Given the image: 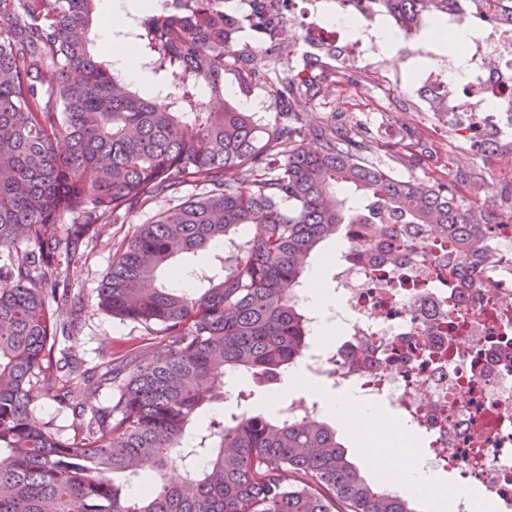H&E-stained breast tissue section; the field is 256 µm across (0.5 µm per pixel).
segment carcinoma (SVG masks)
<instances>
[{"instance_id":"carcinoma-1","label":"carcinoma","mask_w":512,"mask_h":512,"mask_svg":"<svg viewBox=\"0 0 512 512\" xmlns=\"http://www.w3.org/2000/svg\"><path fill=\"white\" fill-rule=\"evenodd\" d=\"M176 2L142 13L129 36L173 88L159 97L91 53L96 0H0V512H416L317 417H215L192 447L185 431L224 396L225 370L276 383L297 363L309 329L291 290L325 243L355 225L392 242L436 230L477 261L493 216L364 163V145L333 131L308 129L322 145L305 149L299 113L329 95L315 76H274L270 130L233 105L209 110L201 91L224 94L236 41L219 0ZM384 2L406 26L420 15L422 0ZM193 184L201 192L113 244L97 290L100 310L149 337L97 370L58 374V336L75 329L60 320L71 299L59 258ZM182 255L209 264L189 271L194 287L168 288L160 273ZM103 389L112 403L97 406ZM41 395L71 410L73 434L35 415ZM173 462L184 476L137 497L114 480Z\"/></svg>"}]
</instances>
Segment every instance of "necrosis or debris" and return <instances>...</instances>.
I'll return each instance as SVG.
<instances>
[{
  "label": "necrosis or debris",
  "instance_id": "1",
  "mask_svg": "<svg viewBox=\"0 0 512 512\" xmlns=\"http://www.w3.org/2000/svg\"><path fill=\"white\" fill-rule=\"evenodd\" d=\"M246 12L273 19L266 34L289 56H324L340 72L362 63L383 81L394 77L372 63L370 27L391 21L379 0H340L332 22L318 16L315 0H249L224 21L240 28ZM355 16L369 23L356 34L347 26ZM472 16L482 34L462 49L467 76L430 68L412 74L410 89L431 109L435 94L447 92L458 135L480 147L487 130L512 119V0H448L443 20L453 26ZM487 242L482 262L452 267L445 240L406 243L392 262L362 259L367 244L352 236L344 257L330 263L336 334L310 336L299 363L333 390L353 387L388 406L428 438L419 451L426 467L481 488L496 512H512V216L490 225Z\"/></svg>",
  "mask_w": 512,
  "mask_h": 512
}]
</instances>
